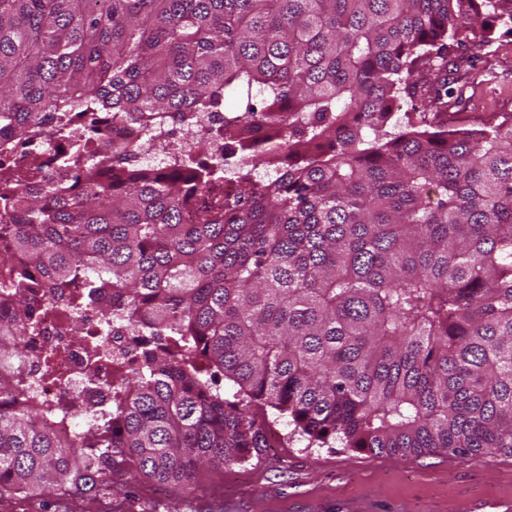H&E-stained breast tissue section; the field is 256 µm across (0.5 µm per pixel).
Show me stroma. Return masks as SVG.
Listing matches in <instances>:
<instances>
[{"mask_svg":"<svg viewBox=\"0 0 512 512\" xmlns=\"http://www.w3.org/2000/svg\"><path fill=\"white\" fill-rule=\"evenodd\" d=\"M469 122L512 112V37L493 43L465 90ZM277 443L232 469L204 468L182 497V512H455L465 501L512 499V455L441 453L401 458L321 447L290 437L286 419L269 422ZM175 491L133 468L112 471L111 493L90 500L21 494L0 497V512H167Z\"/></svg>","mask_w":512,"mask_h":512,"instance_id":"stroma-1","label":"stroma"}]
</instances>
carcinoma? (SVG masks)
Listing matches in <instances>:
<instances>
[{"label": "carcinoma", "instance_id": "1", "mask_svg": "<svg viewBox=\"0 0 512 512\" xmlns=\"http://www.w3.org/2000/svg\"><path fill=\"white\" fill-rule=\"evenodd\" d=\"M503 36L512 0H0V155L86 137L0 180V495L110 492L124 463L187 489L269 447L255 407L356 453L512 454V113L458 119ZM221 111L212 162L106 146L108 115ZM59 297L89 378L110 326L143 340L83 427L26 384Z\"/></svg>", "mask_w": 512, "mask_h": 512}]
</instances>
